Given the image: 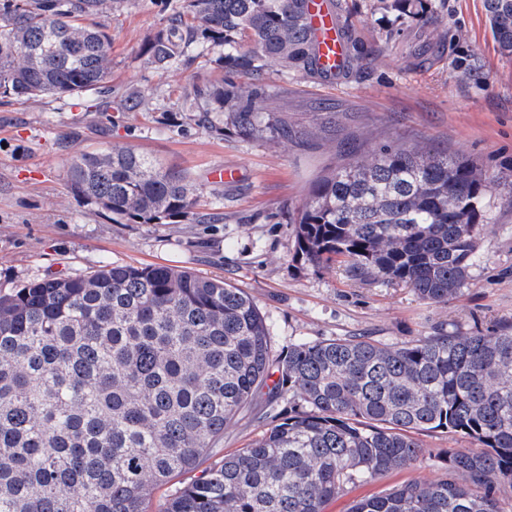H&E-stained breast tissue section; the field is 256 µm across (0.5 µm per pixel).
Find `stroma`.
Masks as SVG:
<instances>
[{
  "label": "stroma",
  "mask_w": 512,
  "mask_h": 512,
  "mask_svg": "<svg viewBox=\"0 0 512 512\" xmlns=\"http://www.w3.org/2000/svg\"><path fill=\"white\" fill-rule=\"evenodd\" d=\"M184 0H114L90 21L112 37V106L101 93L53 95L0 104V290L35 277L84 274L105 263L165 265L243 289L271 326V352L301 341L368 336L383 345L428 335L466 334L512 322V56L497 48L483 0H441L434 26L384 0H338L356 42L347 75L335 81L278 67L268 111L288 136L217 137L193 119L194 87L244 84L206 47L166 71L145 65L142 49ZM137 98L126 109L127 98ZM384 144L425 147L473 161L492 181V219L478 239L480 264L461 295L422 301L407 287L352 280L341 269L294 261L293 217L313 181L348 161L367 162ZM124 145L186 172L200 188L193 224H115L69 181L83 150ZM233 170L218 183L211 171ZM284 402L253 400L224 430L211 465L248 447ZM419 460L359 482L325 512H350L361 499L402 482L442 478L447 448L467 438L423 432Z\"/></svg>",
  "instance_id": "1"
}]
</instances>
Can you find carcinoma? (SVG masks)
I'll return each instance as SVG.
<instances>
[{
  "mask_svg": "<svg viewBox=\"0 0 512 512\" xmlns=\"http://www.w3.org/2000/svg\"><path fill=\"white\" fill-rule=\"evenodd\" d=\"M112 0H0V104L105 88L112 38L82 20ZM411 17L431 0H398ZM512 55V0H484ZM224 47L246 91L194 90L218 136L262 131L276 96L270 66L330 79L307 0H187L141 52L168 70L198 44ZM72 189L112 221L193 223L196 186L129 146L83 151ZM471 161L384 144L368 163L318 178L293 220V258L336 263L360 282L405 286L446 303L478 265L491 211ZM256 302L220 279L163 266L106 263L0 292V512H324L347 486L409 467L416 434L467 438L444 477L410 480L351 512H505L512 489V324L410 343L362 337L299 342L272 358ZM288 414L249 447L202 468L257 392ZM188 479L152 507L155 492Z\"/></svg>",
  "mask_w": 512,
  "mask_h": 512,
  "instance_id": "cac0c4a2",
  "label": "carcinoma"
}]
</instances>
